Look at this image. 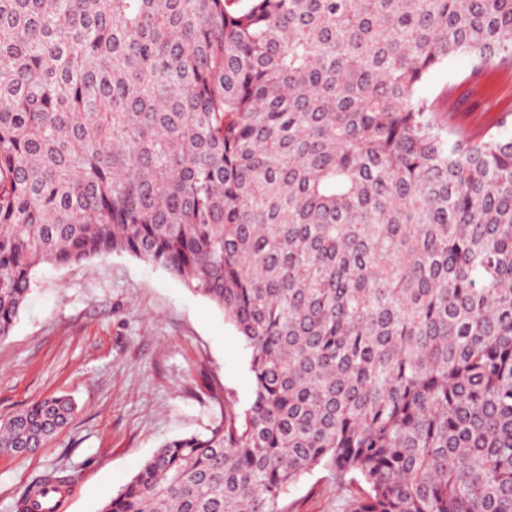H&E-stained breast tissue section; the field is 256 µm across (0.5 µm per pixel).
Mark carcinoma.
<instances>
[{
	"label": "carcinoma",
	"mask_w": 512,
	"mask_h": 512,
	"mask_svg": "<svg viewBox=\"0 0 512 512\" xmlns=\"http://www.w3.org/2000/svg\"><path fill=\"white\" fill-rule=\"evenodd\" d=\"M512 65V0H0V338L36 268L128 253L220 309L253 396L100 512H512V122L420 95ZM61 395L0 419L34 452ZM49 471L15 512H53ZM472 63L467 56L451 57L433 70L421 86V94L439 102L448 126L479 135L492 127L504 109L512 111V67H488L478 78H468ZM449 87L452 96L444 98ZM457 100L463 103L457 105ZM465 112H459V111ZM336 483L322 467L288 487L278 502L280 512H337Z\"/></svg>",
	"instance_id": "cac0c4a2"
}]
</instances>
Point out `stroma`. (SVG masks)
Returning a JSON list of instances; mask_svg holds the SVG:
<instances>
[{"mask_svg": "<svg viewBox=\"0 0 512 512\" xmlns=\"http://www.w3.org/2000/svg\"><path fill=\"white\" fill-rule=\"evenodd\" d=\"M467 56L433 70L421 93L450 127L479 135L512 110V67L471 77ZM67 394L78 411L27 455L0 453V512L36 476L72 478L62 512H99L164 441L204 434L225 401L252 399L247 353L209 300L144 259L112 253L42 264L9 336L0 339V417ZM336 485L318 467L282 494L280 512H336Z\"/></svg>", "mask_w": 512, "mask_h": 512, "instance_id": "stroma-1", "label": "stroma"}]
</instances>
